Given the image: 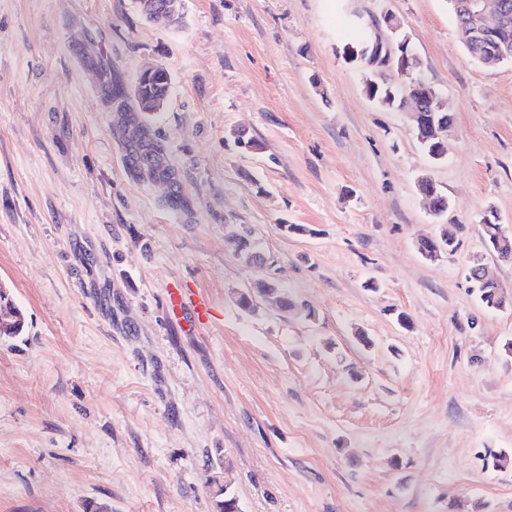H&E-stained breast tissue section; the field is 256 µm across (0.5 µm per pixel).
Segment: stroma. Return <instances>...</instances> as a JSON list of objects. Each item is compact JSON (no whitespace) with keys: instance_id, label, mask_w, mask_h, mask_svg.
<instances>
[{"instance_id":"stroma-1","label":"stroma","mask_w":512,"mask_h":512,"mask_svg":"<svg viewBox=\"0 0 512 512\" xmlns=\"http://www.w3.org/2000/svg\"><path fill=\"white\" fill-rule=\"evenodd\" d=\"M388 10L455 113L433 162L365 94L347 21ZM0 0V512H512V63L473 59L448 0ZM170 74L137 112L176 184L136 179L109 88ZM449 208L436 223L418 181ZM179 193L181 205L166 200ZM459 225L454 254L419 251ZM253 241L257 260L235 243ZM205 291L199 333L171 281ZM271 281L280 310L240 295ZM408 326H400L398 313ZM371 344L363 346L359 338ZM169 84V77L166 71L156 72L150 75H143L140 78L139 92L142 98L149 99L162 93ZM168 95H160L152 102L139 103L142 112H158L164 105ZM474 276L471 277L473 282V292H475L480 303L486 308L496 309L497 307H504L509 304L508 299L502 295L500 292V287L494 281H478L480 275H476V271H474ZM211 299L200 291L184 288L180 282H172L167 289L166 309L168 315L178 320L185 312L192 313L189 328L201 331L210 323ZM22 314L9 300L6 292L0 290V339L19 336L23 328Z\"/></svg>"}]
</instances>
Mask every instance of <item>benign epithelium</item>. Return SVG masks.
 <instances>
[{
	"instance_id": "1",
	"label": "benign epithelium",
	"mask_w": 512,
	"mask_h": 512,
	"mask_svg": "<svg viewBox=\"0 0 512 512\" xmlns=\"http://www.w3.org/2000/svg\"><path fill=\"white\" fill-rule=\"evenodd\" d=\"M458 30L465 42H478L481 45L483 61L486 63L512 62V54L498 46L501 31L512 23V0H456ZM370 35L361 48H349L354 60L367 59L370 67L385 76L394 69V60L402 59L399 71L409 77L400 84L404 91V105L400 111L407 112L413 121H418L421 112H441L447 99L438 91L422 94L425 84L421 76L423 65L413 63L409 56L410 37L399 38L405 32L401 21L391 12L370 16L365 22Z\"/></svg>"
}]
</instances>
